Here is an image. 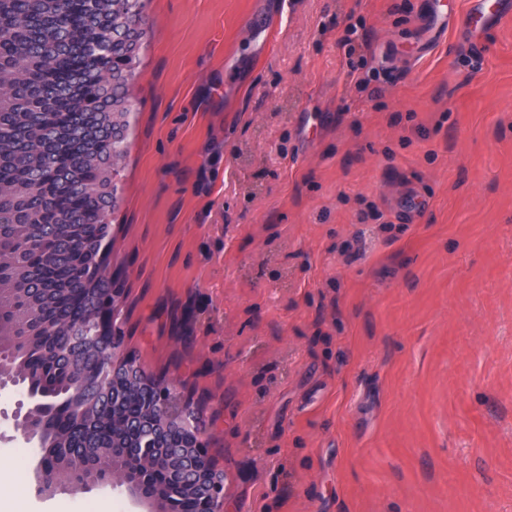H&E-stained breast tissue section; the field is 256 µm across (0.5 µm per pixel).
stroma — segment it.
I'll return each mask as SVG.
<instances>
[{"label": "stroma", "instance_id": "obj_1", "mask_svg": "<svg viewBox=\"0 0 512 512\" xmlns=\"http://www.w3.org/2000/svg\"><path fill=\"white\" fill-rule=\"evenodd\" d=\"M149 0L112 264L229 512H512V0ZM0 419V512L38 494Z\"/></svg>", "mask_w": 512, "mask_h": 512}]
</instances>
